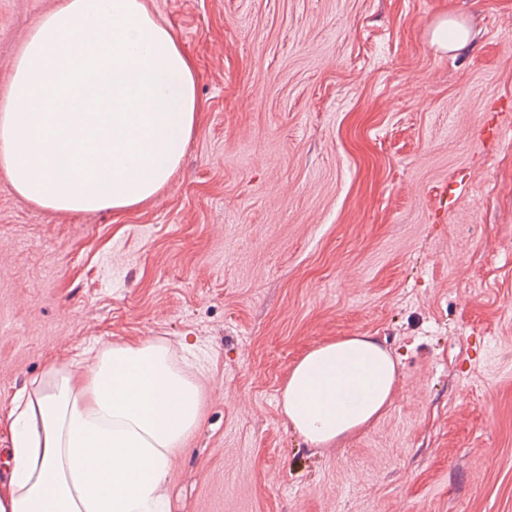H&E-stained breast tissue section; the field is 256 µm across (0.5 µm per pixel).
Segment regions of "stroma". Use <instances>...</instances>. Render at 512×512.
<instances>
[{
	"label": "stroma",
	"instance_id": "35a3bbf8",
	"mask_svg": "<svg viewBox=\"0 0 512 512\" xmlns=\"http://www.w3.org/2000/svg\"><path fill=\"white\" fill-rule=\"evenodd\" d=\"M59 2L0 0V103ZM144 3L198 122L120 213L41 207L0 169V413L50 362L163 340L203 385L171 512H512V0ZM451 16L455 52L432 42ZM343 336L386 347L396 389L311 448L280 390ZM470 39V27L454 19L442 21L433 33V43L444 51L458 50L469 43Z\"/></svg>",
	"mask_w": 512,
	"mask_h": 512
}]
</instances>
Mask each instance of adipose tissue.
<instances>
[{
	"instance_id": "ef3b65f1",
	"label": "adipose tissue",
	"mask_w": 512,
	"mask_h": 512,
	"mask_svg": "<svg viewBox=\"0 0 512 512\" xmlns=\"http://www.w3.org/2000/svg\"><path fill=\"white\" fill-rule=\"evenodd\" d=\"M197 112L193 64L143 0H60L0 106V167L41 206L121 212L166 185ZM397 379L374 338L333 340L291 369L282 411L321 448L380 417ZM201 401L191 365L163 341L49 363L0 415L11 438L0 512H170L169 476Z\"/></svg>"
}]
</instances>
